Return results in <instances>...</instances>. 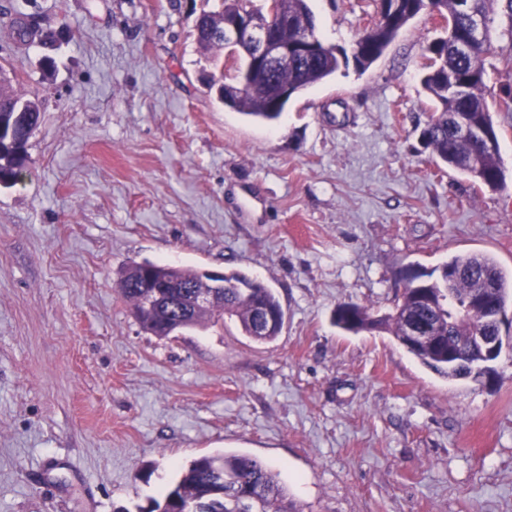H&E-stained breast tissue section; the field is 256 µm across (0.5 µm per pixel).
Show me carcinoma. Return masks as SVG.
Wrapping results in <instances>:
<instances>
[{
  "mask_svg": "<svg viewBox=\"0 0 512 512\" xmlns=\"http://www.w3.org/2000/svg\"><path fill=\"white\" fill-rule=\"evenodd\" d=\"M397 13H381L378 30L372 34H360L354 41L351 52L334 47H323L316 55L300 59L285 69L278 70L260 85L254 93H239L234 86L235 76H210L209 91L216 94L225 106L255 120L268 124L277 122L284 105L272 99L269 84L280 83L301 92L336 74L341 68L354 66L358 72L366 71L378 60L398 36L400 30L419 14L427 11L439 15L445 22L444 35L433 41L427 71L422 77L424 88L437 103L436 111L422 130L421 137L430 148L434 162L468 175L474 182L491 190L504 187L505 171L499 154L478 148L467 139L454 134L461 120L466 119L478 126L493 127L492 111L484 93V63L496 53L491 41V29L495 22L496 5L504 3L512 16V0H392ZM280 11L296 26L313 17L309 0H279ZM252 12V0H222V9L216 12L203 11L196 41L205 52H220L227 48L224 39L211 34V29L224 20H230L240 12ZM480 17L483 32L478 37L470 34L474 17ZM11 38L20 44L37 43L46 47L56 46L64 31L42 26L35 13L17 12L3 22ZM44 102L36 93H22L13 88L9 78L0 68V123L12 130L15 137L30 141L34 137L31 129L38 127ZM12 147H0V182L6 187L17 184L25 172L21 152ZM456 277L452 291L459 301H464L477 288H488L489 303L500 307L512 306V270L507 271L488 254L458 253L428 274V279L413 275L405 283L401 302L396 312L386 318L373 317L368 309L360 305H342L335 314L336 326L359 333L385 329L403 342L406 327H418L424 336H440L444 344L454 349L469 363L478 360V354L470 345V337L478 333L493 331L488 310L468 312L457 323L448 326V318L437 314L430 306L422 304L423 288L438 294L448 282V269ZM144 276L155 279H179L192 288H211L213 279L206 271L188 267L153 264L147 271L140 263L126 268L120 291L129 305L130 312L147 332L167 338L183 329L202 327L207 323H218L228 317L238 322L242 333L255 342L274 340L284 324L285 313L273 289L261 281L243 273L224 274V281H235L247 288H217V297L207 308L188 311L183 301L170 310L166 319L154 318L142 313L141 289L137 288ZM273 316L260 321L259 309ZM423 365L441 376L454 380L463 377L461 370L448 367L447 351L419 345L409 349ZM224 469V490L241 492L258 499V512H296L288 499V489L281 482L279 473L258 460L244 454L202 455L194 458L183 468L177 480L172 482L161 499L150 501L146 512H173L179 506L200 501L216 488L213 468Z\"/></svg>",
  "mask_w": 512,
  "mask_h": 512,
  "instance_id": "obj_1",
  "label": "carcinoma"
}]
</instances>
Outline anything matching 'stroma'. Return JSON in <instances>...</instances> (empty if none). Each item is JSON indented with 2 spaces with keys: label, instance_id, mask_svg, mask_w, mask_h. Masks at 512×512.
Returning <instances> with one entry per match:
<instances>
[{
  "label": "stroma",
  "instance_id": "35a3bbf8",
  "mask_svg": "<svg viewBox=\"0 0 512 512\" xmlns=\"http://www.w3.org/2000/svg\"><path fill=\"white\" fill-rule=\"evenodd\" d=\"M350 48L377 0H310ZM221 0H0L67 26L52 51L0 28V64L45 101L31 174L0 187V512H138L192 459L273 467L298 512H512V352L451 381L341 304L392 313L403 270L457 252L512 269V81L485 61L506 187L437 169L421 78L441 32L412 20L365 72L293 97L277 123L224 107L195 22ZM239 271L285 312L268 343L236 321L161 339L123 270Z\"/></svg>",
  "mask_w": 512,
  "mask_h": 512
}]
</instances>
